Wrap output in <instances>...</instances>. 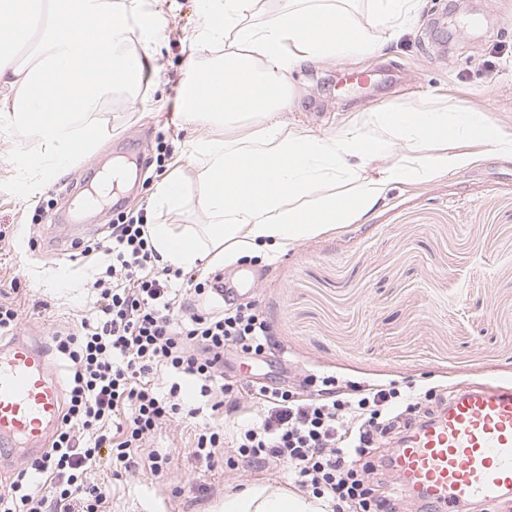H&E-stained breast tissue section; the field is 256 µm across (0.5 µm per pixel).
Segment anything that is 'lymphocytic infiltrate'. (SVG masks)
<instances>
[{"instance_id":"lymphocytic-infiltrate-1","label":"lymphocytic infiltrate","mask_w":512,"mask_h":512,"mask_svg":"<svg viewBox=\"0 0 512 512\" xmlns=\"http://www.w3.org/2000/svg\"><path fill=\"white\" fill-rule=\"evenodd\" d=\"M146 221L139 212L108 225L104 238L74 242L80 256L101 253L110 262L94 283L93 314L76 332L53 338L70 363L61 423L42 458L21 462L0 494V512H103L109 490L86 477L100 457L115 470L136 471L139 448L159 428L206 408L233 415L247 395L262 405L259 422L230 433L201 428L198 460L213 465L224 448L230 467L240 460L256 470L287 466L296 486L327 501L330 512H399L404 490L389 474L387 447L443 396L309 374L303 400L284 381L226 378L225 349L256 357L278 349L270 322L255 304L235 299L219 312L187 308L175 280L197 296L211 293L212 281L162 264ZM162 372L178 379L165 394L156 381ZM183 379L197 384L195 402L183 401Z\"/></svg>"}]
</instances>
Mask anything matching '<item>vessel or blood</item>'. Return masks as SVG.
Wrapping results in <instances>:
<instances>
[{
  "instance_id": "vessel-or-blood-1",
  "label": "vessel or blood",
  "mask_w": 512,
  "mask_h": 512,
  "mask_svg": "<svg viewBox=\"0 0 512 512\" xmlns=\"http://www.w3.org/2000/svg\"><path fill=\"white\" fill-rule=\"evenodd\" d=\"M44 348L0 344V447L42 455L62 417L61 388ZM391 470L429 512L512 496V383L456 390L391 450Z\"/></svg>"
}]
</instances>
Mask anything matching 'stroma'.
<instances>
[{
	"label": "stroma",
	"mask_w": 512,
	"mask_h": 512,
	"mask_svg": "<svg viewBox=\"0 0 512 512\" xmlns=\"http://www.w3.org/2000/svg\"><path fill=\"white\" fill-rule=\"evenodd\" d=\"M168 19L148 85L136 94L114 91L99 104L87 131L98 139L93 159L45 180L29 193L27 163L41 150L0 102V285L17 282L11 301L22 312L25 340L49 342L93 311L98 260L72 259L73 238L102 235L119 212L144 211L155 223L153 197L172 174L185 177L188 203L167 216L177 227L202 224L198 167L192 143L226 138L224 129L186 125L183 63L200 24L197 0H155ZM512 0H423L418 18L376 54L309 62L291 75L289 127L330 135L357 113L442 98L479 107L512 130ZM173 157L163 169L159 147ZM471 169L426 184L392 187L366 221L303 242L283 254L209 265L225 279L249 271L257 286L246 294L269 319L282 355L260 359L224 353L233 377L259 370L281 376L285 360L298 372L342 380L394 382L436 392L512 381V160L479 149ZM129 157L140 166L138 185L113 190L77 234L52 229L46 217L66 215L95 172L92 161ZM36 248H29V240ZM191 424L163 426L142 455L168 458L161 478H113L108 462L91 481L108 483L105 512H219L227 492L249 483L291 484L287 467L257 471L224 458L208 467L193 454Z\"/></svg>",
	"instance_id": "stroma-1"
}]
</instances>
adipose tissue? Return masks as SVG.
I'll use <instances>...</instances> for the list:
<instances>
[{
    "instance_id": "1",
    "label": "adipose tissue",
    "mask_w": 512,
    "mask_h": 512,
    "mask_svg": "<svg viewBox=\"0 0 512 512\" xmlns=\"http://www.w3.org/2000/svg\"><path fill=\"white\" fill-rule=\"evenodd\" d=\"M367 22L338 0H199L202 24L184 63V120L251 124L240 140L196 139L198 197L207 222L176 229L164 215L186 203L184 178L166 179L154 197L162 220L150 229L165 264L181 270L288 250L365 216L399 183H428L477 160L480 142L512 158V131L483 111L445 102L362 114L337 133L288 127L289 75L303 63L374 54L415 21L422 0H369ZM260 23H252L255 14ZM151 0H0V89L13 117L41 140L34 169L51 175L92 156L86 118L115 88L137 90L167 27ZM381 37H372V26ZM139 33V47L128 44ZM221 56L202 61L206 50ZM407 153L395 155L398 145ZM389 165L374 167V160ZM323 501L279 484H252L225 495L221 512H325Z\"/></svg>"
}]
</instances>
